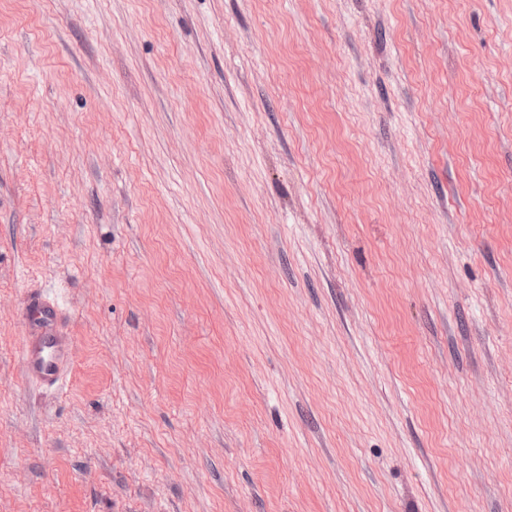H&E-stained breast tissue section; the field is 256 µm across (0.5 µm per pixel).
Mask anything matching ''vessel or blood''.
<instances>
[{"label":"vessel or blood","mask_w":512,"mask_h":512,"mask_svg":"<svg viewBox=\"0 0 512 512\" xmlns=\"http://www.w3.org/2000/svg\"><path fill=\"white\" fill-rule=\"evenodd\" d=\"M57 307L45 296H30L23 308L29 327L24 339L22 369L32 382L61 386L70 362L71 340L57 325Z\"/></svg>","instance_id":"vessel-or-blood-1"}]
</instances>
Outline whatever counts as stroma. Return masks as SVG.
I'll use <instances>...</instances> for the list:
<instances>
[{
	"label": "stroma",
	"mask_w": 512,
	"mask_h": 512,
	"mask_svg": "<svg viewBox=\"0 0 512 512\" xmlns=\"http://www.w3.org/2000/svg\"><path fill=\"white\" fill-rule=\"evenodd\" d=\"M0 512H512V0H0ZM57 307L44 295H32L23 308L29 327L24 339L22 369L40 385L60 387L69 368L71 340L57 325Z\"/></svg>",
	"instance_id": "stroma-1"
}]
</instances>
